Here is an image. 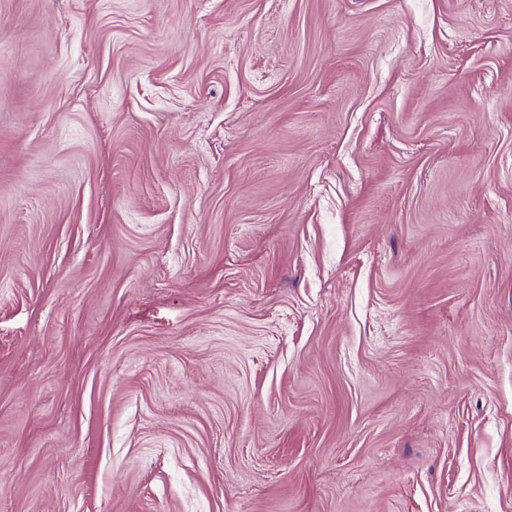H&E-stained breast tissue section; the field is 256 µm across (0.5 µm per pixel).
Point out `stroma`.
Segmentation results:
<instances>
[{"mask_svg": "<svg viewBox=\"0 0 512 512\" xmlns=\"http://www.w3.org/2000/svg\"><path fill=\"white\" fill-rule=\"evenodd\" d=\"M0 512H512V0H0Z\"/></svg>", "mask_w": 512, "mask_h": 512, "instance_id": "35a3bbf8", "label": "stroma"}]
</instances>
